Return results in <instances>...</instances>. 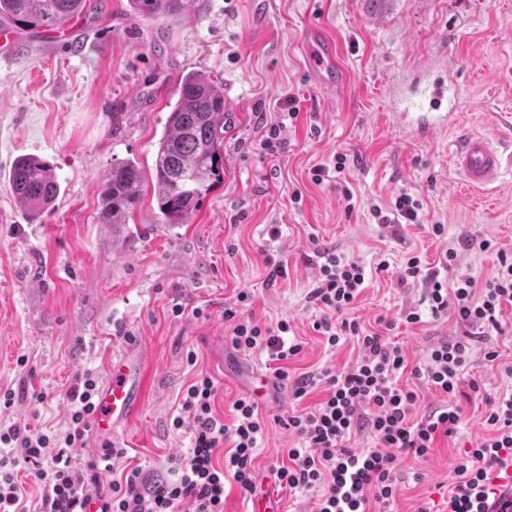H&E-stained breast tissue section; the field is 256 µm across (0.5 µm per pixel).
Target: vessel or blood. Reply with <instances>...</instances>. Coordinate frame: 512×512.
<instances>
[{"label": "vessel or blood", "mask_w": 512, "mask_h": 512, "mask_svg": "<svg viewBox=\"0 0 512 512\" xmlns=\"http://www.w3.org/2000/svg\"><path fill=\"white\" fill-rule=\"evenodd\" d=\"M310 47L313 68L319 78L333 82L340 70L333 43L322 36L311 40ZM445 81L442 75L434 79L429 95V111L396 113L397 128L401 133L429 140L438 130L447 127L448 114L441 109ZM511 160L496 143L480 134H468L453 143L455 172L471 188L485 189L494 185L505 164ZM142 354V345L132 343L123 355L113 359L109 367V379L98 395L92 425V433L100 444H111L116 428L129 420L140 403Z\"/></svg>", "instance_id": "vessel-or-blood-1"}]
</instances>
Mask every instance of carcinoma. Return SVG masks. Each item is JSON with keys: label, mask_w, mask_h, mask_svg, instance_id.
<instances>
[{"label": "carcinoma", "mask_w": 512, "mask_h": 512, "mask_svg": "<svg viewBox=\"0 0 512 512\" xmlns=\"http://www.w3.org/2000/svg\"><path fill=\"white\" fill-rule=\"evenodd\" d=\"M129 2L137 15L148 18L173 14L182 5V0ZM90 9L89 0H0V24L40 35ZM225 128L224 94L219 87L203 73L182 75L153 167V192L161 223H190L202 199L223 178ZM8 184L34 217L60 192L53 167L36 156L17 158ZM143 194L144 178L138 163L113 164L101 193V223L114 229L128 223Z\"/></svg>", "instance_id": "cac0c4a2"}]
</instances>
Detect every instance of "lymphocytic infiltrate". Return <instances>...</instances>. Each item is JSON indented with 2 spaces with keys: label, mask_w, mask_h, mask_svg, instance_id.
Wrapping results in <instances>:
<instances>
[{
  "label": "lymphocytic infiltrate",
  "mask_w": 512,
  "mask_h": 512,
  "mask_svg": "<svg viewBox=\"0 0 512 512\" xmlns=\"http://www.w3.org/2000/svg\"><path fill=\"white\" fill-rule=\"evenodd\" d=\"M317 256V280L307 299L322 316L313 327L332 348L347 339L356 341L359 354L352 364L335 374L291 378L288 363L300 353L301 343L290 339L287 321L272 328L246 318L242 307L249 295L244 291L224 307V319L233 325L230 341L244 352H265L275 378L290 387L295 400H303L316 385L326 387L312 409L289 412L286 425L299 445L288 450L287 464L273 467L277 484L294 493H316L315 512H394L404 480L403 458L427 459L437 436H454L464 417L463 399L478 389L476 381L463 376L476 343L499 330L504 307L512 306V255L500 253L495 275L482 282L472 276L448 280L455 251H446L430 267L419 257H408L397 280L422 284L427 310L381 320L375 331L364 329L351 315L367 281L364 266L330 249ZM426 314L435 320L454 317L466 330L432 342L423 362L412 367L390 335L398 324L418 323ZM408 369L444 397L443 404L417 420L411 417L416 393L398 383ZM98 392L89 372L66 389L69 416L63 432L0 425V512H85L93 504L99 512H177L187 501L193 512H224L227 481L244 494L255 493L253 462L263 434L259 403L250 396L236 399L231 422H224L215 412L214 384L201 375L186 388L182 412L171 420L173 429L188 434L189 447L168 477L145 476L137 466L111 481L107 494H86V482L98 481L101 472L112 471L125 456L121 448L103 449L95 460L80 453ZM485 403L486 435L456 467L459 479L448 491V512H512V489L497 482L512 470V389ZM364 433L373 447L354 448L355 438ZM221 447L226 453L220 458L216 452ZM16 448L21 451L17 457L12 454ZM21 463L33 469L38 496H29L19 483L16 467Z\"/></svg>",
  "instance_id": "f902f5d3"
}]
</instances>
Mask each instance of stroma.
<instances>
[{
  "mask_svg": "<svg viewBox=\"0 0 512 512\" xmlns=\"http://www.w3.org/2000/svg\"><path fill=\"white\" fill-rule=\"evenodd\" d=\"M70 43L36 42L0 57V423L62 430L64 393L92 372L106 384L113 356L142 343L143 401L118 441L130 466L167 475L187 446L169 419L198 375L216 387L215 409L232 403L266 375V356L234 349L225 304L253 295L246 312L261 325L288 320L302 350L291 378L342 371L357 357L353 341L329 349L313 324L319 309L306 296L317 279L316 249L363 264L368 286L352 312L366 329L379 317L424 310L421 285H399L407 257L435 263L457 254L450 278L485 280L498 254L512 253V168L488 190L468 189L450 167L452 141L484 133L512 150V0H184L157 19L133 15L128 0H102ZM334 40L345 88L332 95L314 76L306 49L310 28ZM440 61L454 75L446 130L416 142L395 127L394 92L413 97L422 68ZM209 75L224 93V180L190 223H161L152 189L120 229L99 220L103 184L115 162L138 163L152 178L158 140L182 74ZM281 147L262 150L270 128ZM345 155L337 178V155ZM48 160L60 183L53 204L31 217L14 197L7 174L16 158ZM325 168L314 182L315 168ZM351 202H344L345 192ZM409 193L422 224L377 223ZM431 224L442 234L428 232ZM279 237H272L271 228ZM490 241L467 249L465 237ZM284 270L268 282L266 257ZM388 270H378L380 261ZM181 313H174V306ZM454 318L400 327L409 364L429 344L462 334ZM499 353L497 365L485 348ZM195 363H188V353ZM512 308L501 329L477 344L465 379L479 395L465 403L458 434L437 439L427 459L407 458L395 512H448V490L465 449L484 436V396L512 388ZM264 435L253 463L258 494L278 512H312V498L289 496L273 481L298 444L285 425L296 403L272 387L259 400Z\"/></svg>",
  "mask_w": 512,
  "mask_h": 512,
  "instance_id": "1",
  "label": "stroma"
}]
</instances>
